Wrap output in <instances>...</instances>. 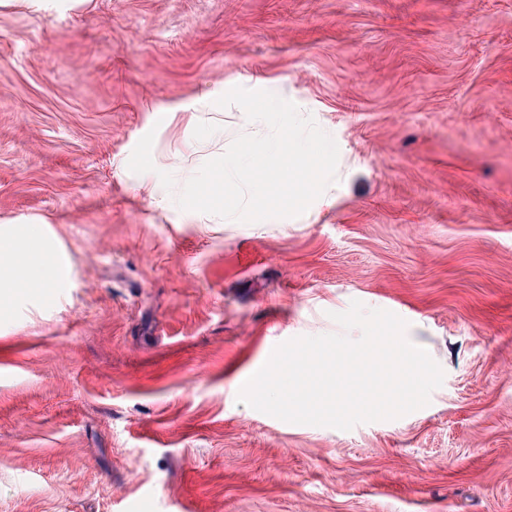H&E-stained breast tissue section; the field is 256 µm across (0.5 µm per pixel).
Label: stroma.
<instances>
[{
  "label": "stroma",
  "instance_id": "35a3bbf8",
  "mask_svg": "<svg viewBox=\"0 0 512 512\" xmlns=\"http://www.w3.org/2000/svg\"><path fill=\"white\" fill-rule=\"evenodd\" d=\"M275 91L339 149L301 215L148 194L263 135ZM67 287L0 313V512H512V0H0V225ZM388 310L444 372L351 430L237 400L274 347Z\"/></svg>",
  "mask_w": 512,
  "mask_h": 512
}]
</instances>
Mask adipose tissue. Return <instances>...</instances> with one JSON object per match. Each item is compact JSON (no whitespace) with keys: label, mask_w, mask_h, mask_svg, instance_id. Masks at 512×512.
<instances>
[{"label":"adipose tissue","mask_w":512,"mask_h":512,"mask_svg":"<svg viewBox=\"0 0 512 512\" xmlns=\"http://www.w3.org/2000/svg\"><path fill=\"white\" fill-rule=\"evenodd\" d=\"M69 275V264L54 253L40 225L0 226V298L31 288H64Z\"/></svg>","instance_id":"1"}]
</instances>
